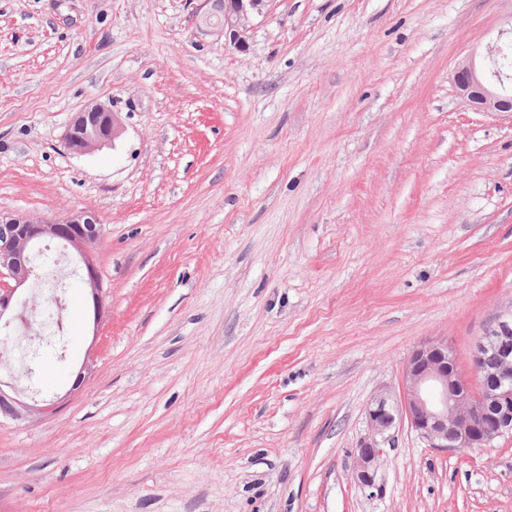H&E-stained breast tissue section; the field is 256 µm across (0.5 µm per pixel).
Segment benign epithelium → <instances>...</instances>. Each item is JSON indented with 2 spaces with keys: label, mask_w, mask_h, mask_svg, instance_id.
Here are the masks:
<instances>
[{
  "label": "benign epithelium",
  "mask_w": 512,
  "mask_h": 512,
  "mask_svg": "<svg viewBox=\"0 0 512 512\" xmlns=\"http://www.w3.org/2000/svg\"><path fill=\"white\" fill-rule=\"evenodd\" d=\"M271 0H211V11L199 19V28L225 39L234 48H245L251 20L264 14ZM512 37V14L499 31L496 42L486 47L481 61L461 60L453 72L458 95L477 112L512 115V76L499 66V58ZM123 127L108 106L89 103L77 113L65 134V145L76 154H85L113 143ZM96 218L86 212L55 220H33L0 212V322L8 327L27 322V304L18 302L17 292L36 277L32 251L49 238L72 247L82 282L90 290L94 318L101 314L103 288L90 249L98 239ZM494 357L491 374L483 372ZM471 363L479 377V392L473 393L458 372L453 352L444 339L422 341L405 362L404 394L399 403L382 390L368 403L369 434L356 450V477L371 486L379 461L381 443L400 418L429 448H484L504 435L512 434V305L498 311L491 324L474 342ZM4 390L0 380V420H17L55 409V404L39 406L19 398L20 391Z\"/></svg>",
  "instance_id": "benign-epithelium-1"
}]
</instances>
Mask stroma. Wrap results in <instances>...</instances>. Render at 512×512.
Segmentation results:
<instances>
[{
  "instance_id": "stroma-1",
  "label": "stroma",
  "mask_w": 512,
  "mask_h": 512,
  "mask_svg": "<svg viewBox=\"0 0 512 512\" xmlns=\"http://www.w3.org/2000/svg\"><path fill=\"white\" fill-rule=\"evenodd\" d=\"M203 8L0 0V212H94L105 289L97 321L67 265L0 332V380L57 403L0 421V512H512V436L403 421L355 474L413 348L475 381L512 304V115L452 80L512 0H272L241 51ZM92 101L123 133L71 153Z\"/></svg>"
}]
</instances>
